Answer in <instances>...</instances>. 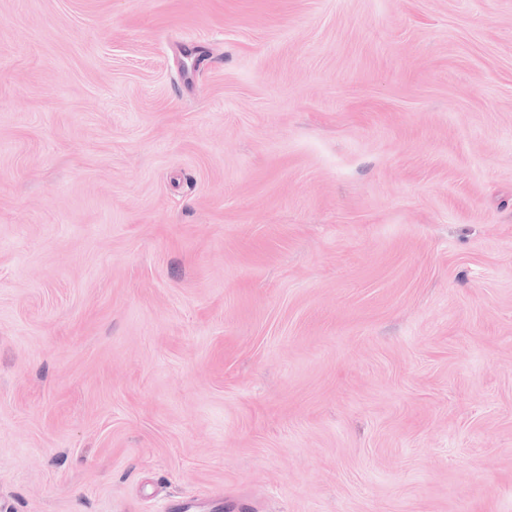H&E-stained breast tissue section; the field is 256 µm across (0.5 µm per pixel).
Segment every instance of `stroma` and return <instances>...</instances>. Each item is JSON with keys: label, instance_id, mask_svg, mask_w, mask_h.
<instances>
[{"label": "stroma", "instance_id": "35a3bbf8", "mask_svg": "<svg viewBox=\"0 0 512 512\" xmlns=\"http://www.w3.org/2000/svg\"><path fill=\"white\" fill-rule=\"evenodd\" d=\"M512 512V0H0V512Z\"/></svg>", "mask_w": 512, "mask_h": 512}]
</instances>
